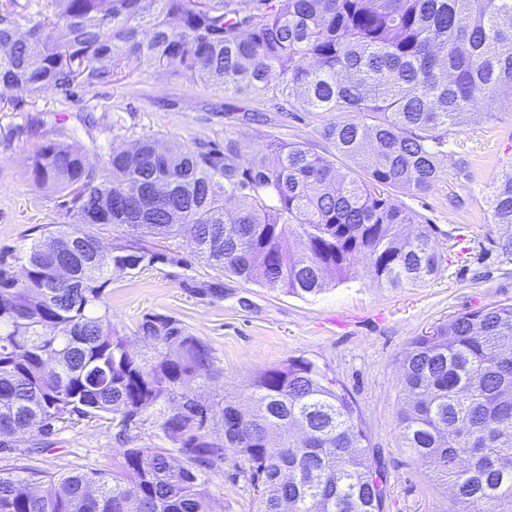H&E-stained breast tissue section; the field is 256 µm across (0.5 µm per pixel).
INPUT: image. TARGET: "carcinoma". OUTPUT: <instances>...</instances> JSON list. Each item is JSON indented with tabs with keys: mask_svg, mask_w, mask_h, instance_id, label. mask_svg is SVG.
<instances>
[{
	"mask_svg": "<svg viewBox=\"0 0 512 512\" xmlns=\"http://www.w3.org/2000/svg\"><path fill=\"white\" fill-rule=\"evenodd\" d=\"M134 63L245 100L270 91L337 112L319 134L361 175L273 135L247 166L229 136L198 149L142 136L95 152V164L66 142L41 146L28 173L66 193L67 226L25 248L23 279L0 263V440L107 414L124 431L157 404L183 403L160 425L171 447L127 448L110 473L0 474V512H224L208 489L218 472L257 492L256 512H384L383 474L339 378L290 359L250 380V409L199 408L183 387L210 371L209 349L148 315L137 332L156 355L136 357L104 312L106 291L112 273L154 260L142 238L185 228L215 270L300 297L363 258L380 285L425 282L441 263L435 225L390 190L427 192L449 131L480 103L489 118L504 95L512 107V0H46L25 25L0 12V102L17 89L118 81ZM489 208L500 230L491 243L511 260L512 170ZM79 224L119 227L127 240L89 269L75 242L93 233ZM59 262L72 281L55 279ZM403 392L405 447L458 512H512V305L416 337ZM217 416L223 438L212 440L204 429Z\"/></svg>",
	"mask_w": 512,
	"mask_h": 512,
	"instance_id": "carcinoma-1",
	"label": "carcinoma"
}]
</instances>
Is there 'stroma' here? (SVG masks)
<instances>
[{
	"label": "stroma",
	"mask_w": 512,
	"mask_h": 512,
	"mask_svg": "<svg viewBox=\"0 0 512 512\" xmlns=\"http://www.w3.org/2000/svg\"><path fill=\"white\" fill-rule=\"evenodd\" d=\"M0 107V258L20 272L16 257L35 236L65 220L61 193L36 186L28 176L30 156L51 140L81 150L93 144L126 146L142 134L176 139L189 147L233 135L242 163H249L266 134L303 143L311 151L335 155L309 112L288 114L272 94L242 101L219 87H205L154 68L135 67L120 81L77 82L70 95L49 89L38 96L12 92ZM249 105L259 119L243 123L237 107ZM124 127L111 133L113 114ZM467 169H459L458 158ZM512 164V109H496L492 119L471 115L448 136V160L430 190L394 198L437 228L442 256L425 283L406 288L379 285L365 268L333 281L317 295L302 298L272 291L218 273L192 249L188 236L147 238L154 263L129 274L116 273L107 290L112 323L129 339V349L148 359L151 342L137 332L143 317L178 320L207 346L213 365L194 379L187 393L203 402L230 399L248 405L250 380L291 358L310 360L336 375L357 404L370 435L375 463L387 477L385 512H455L450 491L418 464L402 436L400 413L403 362L416 336L448 318L512 304V261L499 255L488 198L504 166ZM162 403L140 414L125 432L110 417L56 426L47 435L24 434L0 452V472L31 469H112L127 448L165 446L159 425L173 413ZM210 491L227 512H256L257 499L243 482L227 475L210 478Z\"/></svg>",
	"instance_id": "stroma-1"
}]
</instances>
